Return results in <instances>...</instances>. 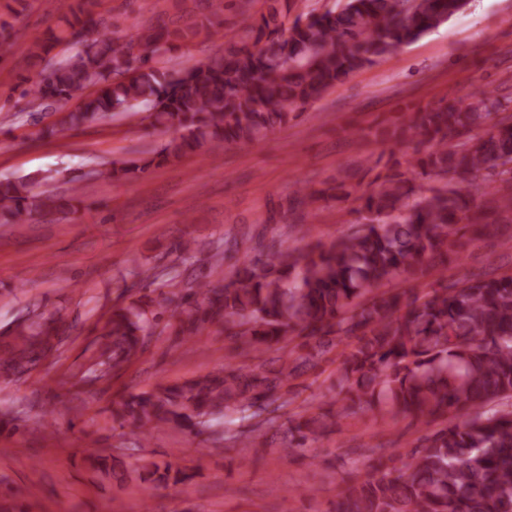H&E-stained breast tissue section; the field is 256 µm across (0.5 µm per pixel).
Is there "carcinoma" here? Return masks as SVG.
I'll return each instance as SVG.
<instances>
[{
    "mask_svg": "<svg viewBox=\"0 0 512 512\" xmlns=\"http://www.w3.org/2000/svg\"><path fill=\"white\" fill-rule=\"evenodd\" d=\"M81 3L68 31L51 33L50 44L29 52L40 57L63 41L81 46L41 71L28 89L31 103L39 108L98 87L59 120L69 126L147 104L152 126L177 133L157 152L170 161L264 138L336 84L448 21L466 0H344L336 11L298 16L288 28L295 0H270L258 18L251 0H238L240 42L177 72L152 65L153 59L176 42L194 41L209 24L133 23L135 35L119 44L94 34L98 0ZM504 111L503 98L493 93L467 100L450 94L382 130L385 142L415 140L426 149L409 172L392 169L378 177L376 190L359 197L357 231L305 254L281 246L265 260L245 255L222 288L200 282L186 293L162 294L155 309L139 302L112 311L81 379L108 380L137 360L162 320L163 330L185 339L220 322L225 335L255 357L277 352L279 368L223 364L130 394L113 407V419L144 444L170 425L201 434L218 416L254 419L238 434L250 441L275 427V403L297 371L293 363L327 354L336 336L353 338L339 368L350 405L288 420L291 439L279 452L288 457L304 450L325 417L339 422L376 411L391 419L410 413L426 423L441 418L444 426L424 437L407 462L381 463L340 492L337 512H512V409H486L512 399V272L426 292L377 291L396 276L416 275L429 259L462 252L470 228L480 224L468 205L472 192L492 190L512 210V115L486 124ZM147 166L114 163L97 175L120 179ZM433 175L443 186L409 203L412 182ZM32 185L29 178L0 181V225L27 224L35 214L81 203L77 187L63 199L37 194ZM66 319L57 307L19 326L0 348V379L18 378L37 358L56 353ZM192 478L186 469L154 461L137 475L143 483Z\"/></svg>",
    "mask_w": 512,
    "mask_h": 512,
    "instance_id": "cac0c4a2",
    "label": "carcinoma"
}]
</instances>
